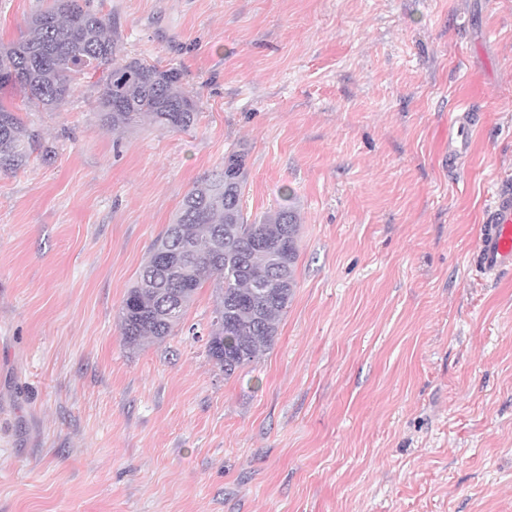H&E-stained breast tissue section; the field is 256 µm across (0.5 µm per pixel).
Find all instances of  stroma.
<instances>
[{
	"label": "stroma",
	"mask_w": 512,
	"mask_h": 512,
	"mask_svg": "<svg viewBox=\"0 0 512 512\" xmlns=\"http://www.w3.org/2000/svg\"><path fill=\"white\" fill-rule=\"evenodd\" d=\"M45 0H0V41ZM183 74L194 129L100 121L99 78L0 172V512H512V0H89ZM245 155L243 213H301L271 347L224 375L215 293L139 349L119 309L186 194ZM475 267L485 275L512 270V194L500 191L482 224Z\"/></svg>",
	"instance_id": "1"
}]
</instances>
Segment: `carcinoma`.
<instances>
[{"instance_id": "cac0c4a2", "label": "carcinoma", "mask_w": 512, "mask_h": 512, "mask_svg": "<svg viewBox=\"0 0 512 512\" xmlns=\"http://www.w3.org/2000/svg\"><path fill=\"white\" fill-rule=\"evenodd\" d=\"M110 24L83 0H47L19 40L0 42V86L10 84L47 109L76 91L74 75L102 70L97 108L105 126L121 132L143 117L174 131L195 125L198 98L176 68L121 59ZM37 135L0 101V171L25 166ZM185 196L172 224L153 244L119 311L124 343L138 347L173 334L197 290L212 284L216 308L208 357L231 375L270 347L297 286L301 218L282 207L249 224L240 205L245 155Z\"/></svg>"}]
</instances>
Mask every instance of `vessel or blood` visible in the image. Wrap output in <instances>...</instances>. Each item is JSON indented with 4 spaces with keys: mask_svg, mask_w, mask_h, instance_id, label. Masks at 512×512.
<instances>
[{
    "mask_svg": "<svg viewBox=\"0 0 512 512\" xmlns=\"http://www.w3.org/2000/svg\"><path fill=\"white\" fill-rule=\"evenodd\" d=\"M476 268L486 275L512 270V194H497L481 227L480 244L474 257Z\"/></svg>",
    "mask_w": 512,
    "mask_h": 512,
    "instance_id": "obj_1",
    "label": "vessel or blood"
}]
</instances>
